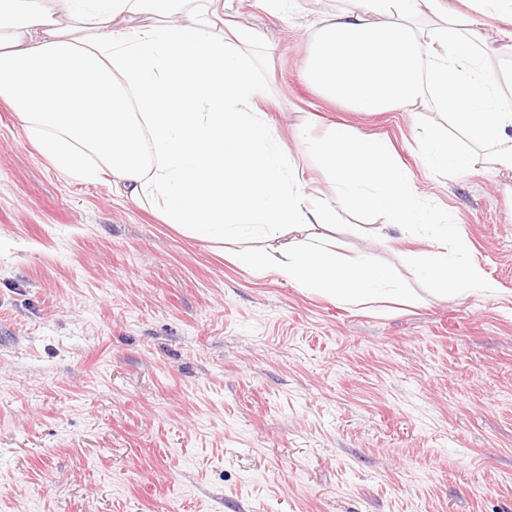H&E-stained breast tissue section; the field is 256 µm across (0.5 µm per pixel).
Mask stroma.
Wrapping results in <instances>:
<instances>
[{"mask_svg": "<svg viewBox=\"0 0 512 512\" xmlns=\"http://www.w3.org/2000/svg\"><path fill=\"white\" fill-rule=\"evenodd\" d=\"M232 0L246 54L307 191L297 145L345 124L388 139L450 212L492 290L430 293L428 240L336 213V248L389 267L414 303L352 306L180 235L108 182L59 173L0 100V512H512V172L431 175L417 129L443 115L354 112L303 74L323 15Z\"/></svg>", "mask_w": 512, "mask_h": 512, "instance_id": "1", "label": "stroma"}]
</instances>
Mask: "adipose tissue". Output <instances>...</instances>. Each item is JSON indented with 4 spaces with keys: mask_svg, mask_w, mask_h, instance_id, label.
Masks as SVG:
<instances>
[{
    "mask_svg": "<svg viewBox=\"0 0 512 512\" xmlns=\"http://www.w3.org/2000/svg\"><path fill=\"white\" fill-rule=\"evenodd\" d=\"M322 18L304 75L358 112L434 107L473 147L495 146L512 170V107L503 74L475 52L473 24L421 28L443 0H351ZM146 13L154 21L126 27ZM262 33L234 21L223 0H0V99L60 173L108 175L115 192L146 200L196 240L238 245V263L350 305L403 304L391 273L343 261L335 208L305 194L301 172L266 113L242 49ZM428 171L458 174L471 150L429 129L418 138Z\"/></svg>",
    "mask_w": 512,
    "mask_h": 512,
    "instance_id": "adipose-tissue-1",
    "label": "adipose tissue"
}]
</instances>
